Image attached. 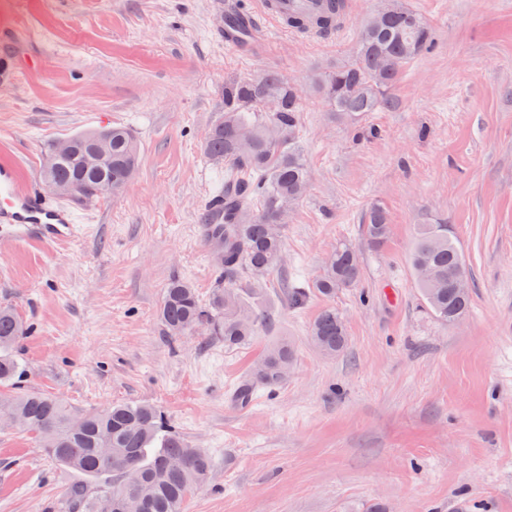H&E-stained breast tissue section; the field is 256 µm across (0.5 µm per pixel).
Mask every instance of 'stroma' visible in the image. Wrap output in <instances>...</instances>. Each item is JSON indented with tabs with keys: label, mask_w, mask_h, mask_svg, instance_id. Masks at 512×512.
I'll return each mask as SVG.
<instances>
[{
	"label": "stroma",
	"mask_w": 512,
	"mask_h": 512,
	"mask_svg": "<svg viewBox=\"0 0 512 512\" xmlns=\"http://www.w3.org/2000/svg\"><path fill=\"white\" fill-rule=\"evenodd\" d=\"M228 0H0V162L40 177L49 144L123 125L140 143L121 195L76 210L60 244L18 241L0 223V304L30 325L20 343L27 388L80 410L153 405L211 459L183 512H512V0H407L432 46L350 124L312 84L348 60L377 0H353L322 38L266 23L243 57L224 43ZM275 71L301 85L299 136L309 171L280 267L266 277L275 316L245 345L200 332L170 343L158 309L172 277L208 299L222 275L198 221L224 185L201 143L224 114V83ZM381 204L391 233L366 249ZM444 224L471 271V307L454 324L427 308L407 257L414 227ZM341 243L362 277L301 308ZM342 315L346 351L319 353L308 328ZM288 338L287 379L236 388L273 340ZM79 474L51 464L35 437L0 427V512H56Z\"/></svg>",
	"instance_id": "1"
}]
</instances>
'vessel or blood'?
I'll return each instance as SVG.
<instances>
[{
	"label": "vessel or blood",
	"mask_w": 512,
	"mask_h": 512,
	"mask_svg": "<svg viewBox=\"0 0 512 512\" xmlns=\"http://www.w3.org/2000/svg\"><path fill=\"white\" fill-rule=\"evenodd\" d=\"M317 7L316 0H260L251 9L231 6L226 12L224 41L240 52H251L262 41V21L309 13ZM0 222L11 226L24 242L62 243L76 233L75 217L68 207L46 201L39 182L18 186L5 167L0 169Z\"/></svg>",
	"instance_id": "1"
}]
</instances>
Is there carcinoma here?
<instances>
[{"instance_id": "carcinoma-1", "label": "carcinoma", "mask_w": 512, "mask_h": 512, "mask_svg": "<svg viewBox=\"0 0 512 512\" xmlns=\"http://www.w3.org/2000/svg\"><path fill=\"white\" fill-rule=\"evenodd\" d=\"M346 0H326L310 15L290 14L288 27L334 30L346 18ZM432 32L423 17L404 0H392L389 12L370 15L357 34L354 54L313 84L336 116L357 121L384 103L385 91L408 64L427 50ZM385 59L388 67L379 68ZM278 100L274 112L266 109ZM300 97L290 80L275 72L258 79L224 84V118L203 142L208 161L224 165V194L236 197L224 210V224L207 240L218 247L224 284L202 301L192 284L171 279L163 293L158 317L169 340L191 335L201 324L227 348L247 343L261 317L257 300L266 275L281 265L284 220L282 207L302 199L309 173L298 141ZM111 159L102 162L92 131L72 136L74 149L42 170V181L90 186L114 196L123 192L139 159L138 140L124 126H114ZM391 231L385 208L376 204L367 214L362 237L370 248L385 244ZM415 286L431 313L454 324L468 313L470 293L452 288L448 276L470 277L466 260L446 224H417L409 254ZM362 275L358 250L341 244L315 279V294L330 299L341 288L355 286ZM27 334L23 320L9 305H0V415L16 414L26 422L46 457L56 466L85 477L69 486L62 512H182L191 490L208 479L210 461L173 431L154 406L113 403L99 410L75 411L51 394L20 388L25 374L16 345ZM312 345L324 356L343 353L348 344L343 317L324 307L309 327ZM295 360L283 340L269 346L252 366L237 397L247 400L257 388H273L287 377Z\"/></svg>"}]
</instances>
